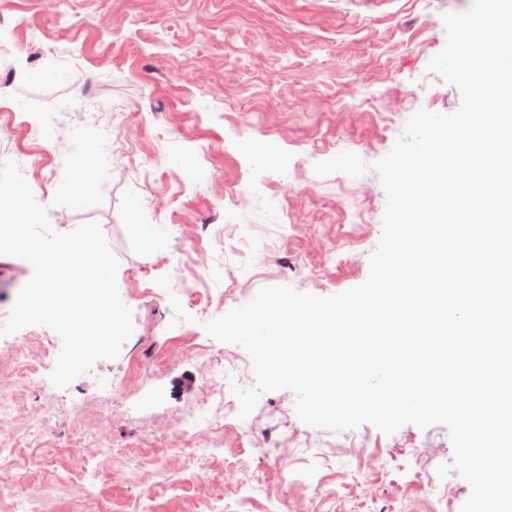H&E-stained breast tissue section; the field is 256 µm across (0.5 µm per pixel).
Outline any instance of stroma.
Segmentation results:
<instances>
[{
  "instance_id": "obj_1",
  "label": "stroma",
  "mask_w": 512,
  "mask_h": 512,
  "mask_svg": "<svg viewBox=\"0 0 512 512\" xmlns=\"http://www.w3.org/2000/svg\"><path fill=\"white\" fill-rule=\"evenodd\" d=\"M471 2L0 0V162L57 232L100 224L134 327L63 389L56 332L0 338V512H461L469 484L436 474L445 426L318 429L288 389L224 414L252 363L202 324L268 286L366 281L386 207L373 165L417 110L459 108L427 65L443 14ZM90 124L105 200L52 206L68 135ZM345 151L365 174L315 173ZM31 275L0 255V322ZM174 297L191 322L173 324Z\"/></svg>"
}]
</instances>
